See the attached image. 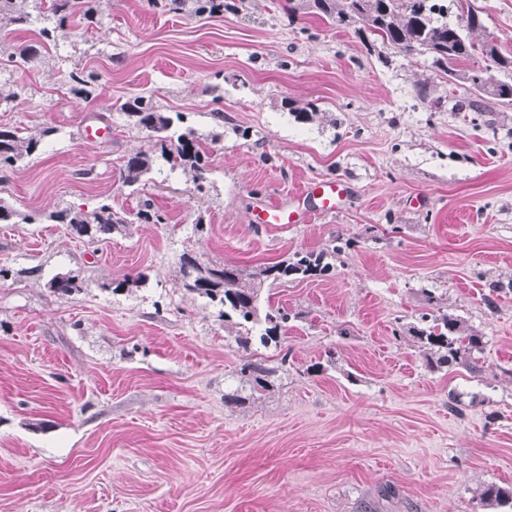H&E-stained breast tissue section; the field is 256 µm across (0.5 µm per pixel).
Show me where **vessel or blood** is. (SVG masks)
Masks as SVG:
<instances>
[{
	"label": "vessel or blood",
	"instance_id": "obj_1",
	"mask_svg": "<svg viewBox=\"0 0 512 512\" xmlns=\"http://www.w3.org/2000/svg\"><path fill=\"white\" fill-rule=\"evenodd\" d=\"M352 196L350 185L340 178H316L308 181L289 200H273L254 208L250 221L254 224H304L311 215L330 216L339 213Z\"/></svg>",
	"mask_w": 512,
	"mask_h": 512
}]
</instances>
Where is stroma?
Returning <instances> with one entry per match:
<instances>
[{
	"instance_id": "obj_1",
	"label": "stroma",
	"mask_w": 512,
	"mask_h": 512,
	"mask_svg": "<svg viewBox=\"0 0 512 512\" xmlns=\"http://www.w3.org/2000/svg\"><path fill=\"white\" fill-rule=\"evenodd\" d=\"M476 3L512 53V0ZM97 6L53 42L0 20V91L17 94L0 129L44 138L0 171V200L45 216L0 224V512H502L478 495L512 483V107L458 111L439 79L418 97L423 58L367 52L288 0H224L202 17ZM28 45L38 56L19 63ZM77 71L95 77L89 96ZM137 95L202 135L223 113L204 192L120 112ZM306 105L313 120L297 121ZM96 123L111 139L84 143ZM138 151L155 165L134 189L120 173ZM322 177L351 184L341 213L249 223ZM145 198L163 223L96 246L46 219L104 202L134 216ZM338 242L328 274L269 290L290 313L287 374L226 404L244 363L279 355L238 347L183 288L181 254L251 272ZM59 273L83 290L50 294ZM430 291L485 337L481 373L426 368L408 329Z\"/></svg>"
}]
</instances>
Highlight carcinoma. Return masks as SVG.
<instances>
[{"label": "carcinoma", "instance_id": "1", "mask_svg": "<svg viewBox=\"0 0 512 512\" xmlns=\"http://www.w3.org/2000/svg\"><path fill=\"white\" fill-rule=\"evenodd\" d=\"M34 2L35 12L28 11ZM288 11L293 15L314 14L338 29L352 28L366 48L385 47L407 58L426 56L435 76L448 80L450 85L469 86L468 76L481 68L485 73L486 89L478 91L466 107L472 112L485 110L484 102L493 101L512 106V80L497 77L499 72L512 71V55L500 53L486 36L480 15L472 14L469 0H288ZM455 6L454 19H449L450 6ZM161 7L169 12L195 15L218 14L224 9V0H163ZM81 14L87 20L97 15L96 0H0V16L7 15L19 26H30L37 21H50L52 26L40 28L47 40L66 29L70 18ZM120 110L134 125L156 138L161 157L173 167L193 173L195 188L203 190L208 167V143L196 136V131H185L172 136L169 131L175 123L184 122L180 112L171 116L161 112L152 100L138 96L120 105ZM42 140L24 136L16 130L0 129V169L9 170L40 150ZM152 157L146 152H135L125 161L121 171L122 182L135 185L151 170ZM25 224H36L47 219L63 224L71 235L98 244L110 239L114 231L129 223L126 214L101 204L91 211L62 208L44 216L40 213L20 215L14 208L0 203V224H14L16 219ZM142 224L161 222L150 200L142 201L136 213ZM341 246L329 251L301 252L293 258L269 264L251 273H243L226 264H201L184 253L180 256L183 286L218 308L224 323L238 328V343L247 349L252 343L250 325L264 323L259 342L264 346L280 345L289 314L281 308H261V296L267 286L293 278H310L328 274L333 265L328 259ZM48 290L66 297L83 288V282L71 274H57L46 283ZM422 326L413 328L414 337L422 344L426 366L434 371L443 367H460L471 373L481 371L479 354L484 351L483 336L470 330L452 314L424 313ZM276 369L258 361H249L240 369L242 384L250 393L267 391L268 377ZM480 503L512 506V486L488 485L479 494Z\"/></svg>", "mask_w": 512, "mask_h": 512}]
</instances>
